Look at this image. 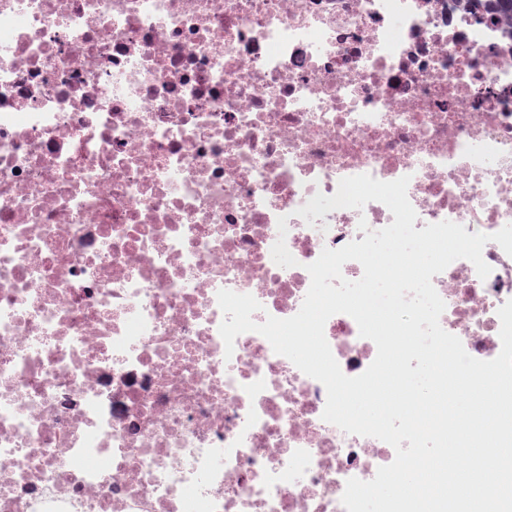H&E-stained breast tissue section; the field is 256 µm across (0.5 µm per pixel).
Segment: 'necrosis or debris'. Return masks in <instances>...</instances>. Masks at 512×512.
I'll list each match as a JSON object with an SVG mask.
<instances>
[{
	"label": "necrosis or debris",
	"instance_id": "1",
	"mask_svg": "<svg viewBox=\"0 0 512 512\" xmlns=\"http://www.w3.org/2000/svg\"><path fill=\"white\" fill-rule=\"evenodd\" d=\"M408 177L415 229L512 224V32L467 0H0V512H346L395 449L326 422L324 385L217 294L301 308L308 264ZM434 275L440 325L501 351L512 256ZM342 372L377 354L346 314Z\"/></svg>",
	"mask_w": 512,
	"mask_h": 512
}]
</instances>
